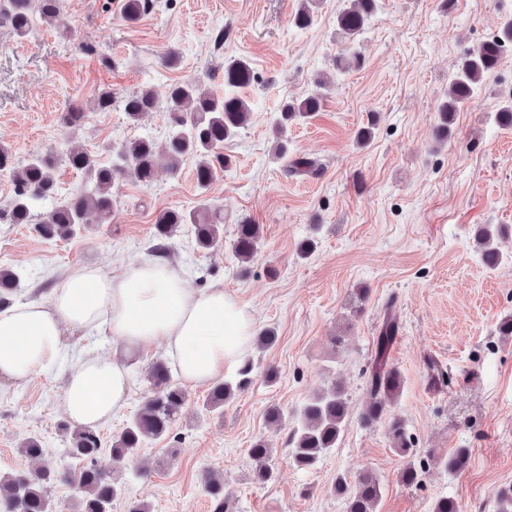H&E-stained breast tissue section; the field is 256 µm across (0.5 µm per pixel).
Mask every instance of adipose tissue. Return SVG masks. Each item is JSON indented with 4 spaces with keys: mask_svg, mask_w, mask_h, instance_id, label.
<instances>
[{
    "mask_svg": "<svg viewBox=\"0 0 512 512\" xmlns=\"http://www.w3.org/2000/svg\"><path fill=\"white\" fill-rule=\"evenodd\" d=\"M255 325L254 313L223 288H187L168 263L146 258L117 274L78 266L46 300L0 310V379L22 384L62 365L67 337L108 336L125 347L163 346L184 381L208 384L246 358ZM129 371L113 356H80L65 378V413L88 426L118 413L127 402Z\"/></svg>",
    "mask_w": 512,
    "mask_h": 512,
    "instance_id": "ef3b65f1",
    "label": "adipose tissue"
}]
</instances>
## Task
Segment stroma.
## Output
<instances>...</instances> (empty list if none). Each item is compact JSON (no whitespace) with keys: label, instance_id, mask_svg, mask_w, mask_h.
I'll use <instances>...</instances> for the list:
<instances>
[{"label":"stroma","instance_id":"35a3bbf8","mask_svg":"<svg viewBox=\"0 0 512 512\" xmlns=\"http://www.w3.org/2000/svg\"><path fill=\"white\" fill-rule=\"evenodd\" d=\"M125 0H64L72 28L65 35L36 24L19 38L0 20V145L17 160L81 145L103 163L113 143L147 136L163 146L162 113L130 121L120 106L95 108L99 91L123 96L140 88L164 99L170 84L197 80L223 91L226 57L250 61L256 80L244 94L254 105L248 126L225 142L230 167L208 191L193 161L170 175L166 158L148 187L124 178L115 187L111 223L91 224L67 240L48 242L29 224H0V267L21 276L17 301L48 296L58 277L77 266L120 272L150 255L154 220L164 209H195L201 201L224 212L223 249H196L189 229L168 242V262L189 288L223 287L255 312L257 329L276 332L274 344L252 348L251 384L224 407L206 411L208 387L186 385L187 403L172 434L139 451V476L124 471L121 497L147 502L151 512H212L203 472L218 473L235 512H346L333 491L337 477L379 479L377 512H432L442 497L461 512H496L495 492L512 484V129L495 115L512 97V54L476 97L454 116L447 140L434 130L448 76L466 53L496 34L512 0H377L357 42L361 68L340 74L335 60L345 41L336 26L343 0H317L314 20L297 30L301 0H156L138 22L123 17ZM177 48L180 61L161 58ZM111 58L104 67L103 58ZM330 79L323 107L288 128L291 153L316 162L314 177H288L277 160L274 119L281 105L304 97L314 78ZM82 107L81 127L63 116ZM372 136L358 144L357 133ZM259 224L262 246L241 266L228 242L235 221ZM506 231L501 265L482 263L477 225ZM317 247L299 257L300 244ZM399 329L387 364L404 384L388 414L411 436L417 484L403 483L402 460L385 426L365 428L359 415L387 315ZM342 337L334 345V337ZM162 350L139 352L125 408L98 427L99 465L113 472L109 448L149 389L145 369ZM73 358L22 386L0 381V475L34 470L19 448L38 437L50 461L63 462L73 427L63 409L64 378ZM277 379L267 382V368ZM340 386L350 416L336 448L316 467L296 469L288 454L291 418L314 393ZM287 416L269 425L267 408ZM272 450V482L252 480L248 450L255 439ZM457 448L466 468L451 475L439 464Z\"/></svg>","mask_w":512,"mask_h":512}]
</instances>
